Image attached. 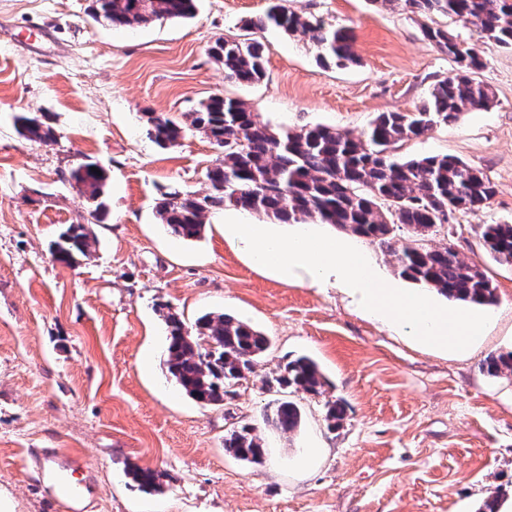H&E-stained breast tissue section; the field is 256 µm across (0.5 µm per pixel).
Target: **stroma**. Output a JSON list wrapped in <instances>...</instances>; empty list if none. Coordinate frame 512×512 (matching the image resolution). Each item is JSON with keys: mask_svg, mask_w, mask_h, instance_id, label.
Returning a JSON list of instances; mask_svg holds the SVG:
<instances>
[{"mask_svg": "<svg viewBox=\"0 0 512 512\" xmlns=\"http://www.w3.org/2000/svg\"><path fill=\"white\" fill-rule=\"evenodd\" d=\"M90 0H0V504L8 512H70L34 459L57 449L89 478L86 512H479L512 499V376L484 360L512 350V267L479 245L484 224H512V50L451 17L437 24L475 47L486 109L408 141L410 157L453 155L495 189L489 207L457 212L435 245L479 264L497 294L469 354L411 344L367 318L337 288L285 282L250 264L224 239L223 213L181 240L155 204L172 190L205 194L217 157L196 131L162 148L144 115L177 118L211 96L245 100L275 128L324 125L363 134L382 112H412L454 60L423 36L415 15L374 0H288L291 10L352 30L357 64L321 65L303 36L247 29L268 0H199L193 17L113 28ZM264 47L267 76L227 80L209 54L219 37ZM26 113L54 127L45 145L21 136ZM91 160L109 179L105 210L89 231L91 257L53 261L50 243L90 205L63 173ZM167 305L187 323L229 313L270 347L236 385L229 407L188 397L165 366ZM300 355L314 359L324 392L291 394L299 427L263 426L280 399L265 380ZM339 401L346 417L325 419ZM260 426L264 463L224 451L227 431ZM162 473L140 487L132 467Z\"/></svg>", "mask_w": 512, "mask_h": 512, "instance_id": "35a3bbf8", "label": "stroma"}]
</instances>
